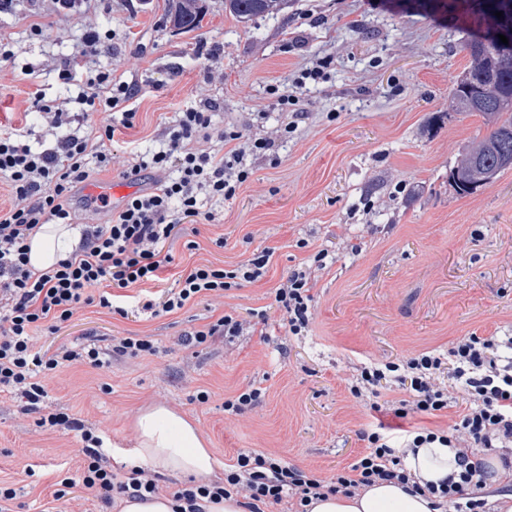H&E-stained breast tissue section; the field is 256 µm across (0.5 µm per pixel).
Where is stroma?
<instances>
[{"instance_id":"35a3bbf8","label":"stroma","mask_w":512,"mask_h":512,"mask_svg":"<svg viewBox=\"0 0 512 512\" xmlns=\"http://www.w3.org/2000/svg\"><path fill=\"white\" fill-rule=\"evenodd\" d=\"M166 3L86 0L81 11L57 15L51 0H20L15 12L0 13L15 52L0 61V124L27 130L38 144L33 96H68L58 72L88 23L112 32L101 65L141 88L136 129L116 134L110 147L112 181H125L131 148L154 149L165 126L206 99L220 104L218 134L272 137L293 123L276 153L245 156L249 179L235 198L202 199V210H223L224 223L201 226L200 250L176 244L160 281L133 290L156 297L188 266H227L254 247L274 248L264 284L225 300L246 318L266 311L272 340L247 331L226 344L178 346L185 331L211 322L205 300L159 318L87 307L58 332H42L39 345L137 333L159 350L103 369H59L46 382L49 411L102 431L119 465L137 444V413L166 406L198 427L219 477L224 463L256 449L329 478L364 454L357 432L368 424L395 432L446 426L443 417L402 419L356 404L348 387L370 362L443 353L473 333L512 336V169L469 196L449 182L467 147L488 132L481 116L448 109L454 81L471 64L461 46L478 32L475 0H398L387 10L370 0H294L287 14L245 25L224 0H205L190 33L163 24ZM34 21L47 23L43 38L29 37ZM321 58L330 62L323 78L307 81L296 110L282 111L277 91ZM321 250L333 262L318 273L310 331L288 335L270 291ZM251 383L264 392L260 404L243 416L225 413V400ZM201 390L207 402L197 401ZM36 420L0 395V479L17 492L13 512H50L59 482L81 464L74 433L42 430Z\"/></svg>"}]
</instances>
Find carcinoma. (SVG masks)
Wrapping results in <instances>:
<instances>
[{"label":"carcinoma","mask_w":512,"mask_h":512,"mask_svg":"<svg viewBox=\"0 0 512 512\" xmlns=\"http://www.w3.org/2000/svg\"><path fill=\"white\" fill-rule=\"evenodd\" d=\"M503 16L492 29L463 45L472 64L453 83L450 107L455 112H475L492 130L476 142L450 174L451 186L460 195L473 194L512 169V0H482ZM291 0H224V10L240 23L258 16L277 15ZM204 0H168L166 17L175 29H198ZM508 38L500 42L498 35Z\"/></svg>","instance_id":"carcinoma-1"}]
</instances>
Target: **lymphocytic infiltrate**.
<instances>
[{
	"mask_svg": "<svg viewBox=\"0 0 512 512\" xmlns=\"http://www.w3.org/2000/svg\"><path fill=\"white\" fill-rule=\"evenodd\" d=\"M111 32L90 26L77 36V45L58 73L74 96L47 101L35 96L32 106L43 120L41 148H34L22 129L0 126V182L10 193L0 208V392L19 399L22 414H38L39 427L77 434L81 468L76 479H63L55 500L76 512L71 488L93 497L103 512L118 499L145 500L163 493L160 477L140 466L116 473L112 452L99 430L66 414L44 412V380L62 367L99 369L113 357L137 358L157 352L155 341L136 334L113 338L110 346L88 339L41 349L36 335L57 332L82 308L97 306L127 316L126 289L159 279L173 261V247L186 240L187 224H222L218 211H205L200 196L233 199L247 182L242 166L246 154L276 148L277 138H250L238 131L213 136L215 107L204 104L180 113L165 127L158 149L131 151L132 174L149 172L152 185L129 196L109 222L84 225L74 248L43 270L30 266L28 241L43 225L75 224V194L97 171L112 163L106 144L117 128H134L137 114L127 104L139 95L135 83L113 77L97 60L110 48ZM188 249H198L186 240ZM274 252L256 248L230 266L197 263L180 275L173 288L143 311L159 317L184 309L196 299L223 302L230 291L261 285ZM326 255L317 252L312 267L292 270L273 288V303L283 314L289 335L301 336L313 320L312 271L325 269ZM250 323L237 311L222 312L213 322L183 335L181 346L213 344L243 333ZM401 389L406 397L397 417L411 413L445 416L438 429L417 428L402 437L401 446L384 424L363 430L366 451L354 463L324 479L288 464L267 451L238 454L225 465L221 478L184 484L171 493L178 512H202L200 499L216 503L237 497L245 512H309L314 501L329 493L351 497L377 482L408 485L405 466L409 451L437 444L456 451L458 470L439 485H428L436 512H491L490 477L485 451L500 449L501 480L512 487V336H465L447 353L425 351L398 362L361 367L349 387L357 402L378 409L383 392Z\"/></svg>",
	"mask_w": 512,
	"mask_h": 512,
	"instance_id": "1",
	"label": "lymphocytic infiltrate"
}]
</instances>
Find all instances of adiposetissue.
<instances>
[{"label":"adipose tissue","mask_w":512,"mask_h":512,"mask_svg":"<svg viewBox=\"0 0 512 512\" xmlns=\"http://www.w3.org/2000/svg\"><path fill=\"white\" fill-rule=\"evenodd\" d=\"M75 240V233L63 224H47L32 238L30 264L44 269L63 258ZM138 445L127 457L130 466L154 469L195 479L212 475L216 460L206 448L196 427L173 410L157 405L136 416ZM406 467L417 482L439 483L456 471L451 448H420L408 455ZM311 512H433L430 495L405 490L401 485L383 483L360 495L330 494L314 502Z\"/></svg>","instance_id":"ef3b65f1"}]
</instances>
